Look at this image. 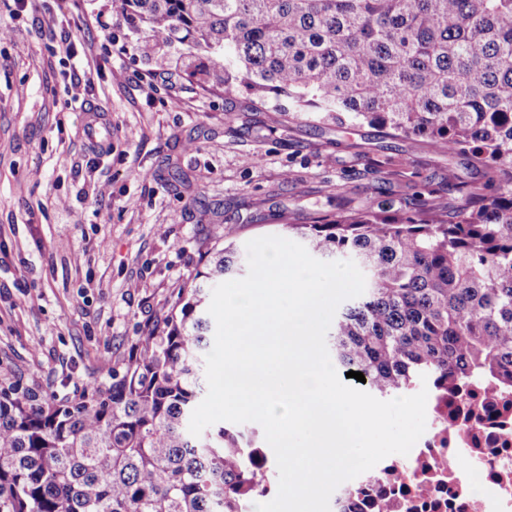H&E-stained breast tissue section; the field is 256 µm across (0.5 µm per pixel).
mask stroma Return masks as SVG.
<instances>
[{
    "mask_svg": "<svg viewBox=\"0 0 512 512\" xmlns=\"http://www.w3.org/2000/svg\"><path fill=\"white\" fill-rule=\"evenodd\" d=\"M108 0H70L94 63L74 103L49 28L58 0L13 19L0 0V385L56 398L111 383L140 326L175 302L225 225L239 245L362 206L462 198L447 158L365 124L342 127L204 91L185 45L145 52ZM109 154L87 164L88 115Z\"/></svg>",
    "mask_w": 512,
    "mask_h": 512,
    "instance_id": "35a3bbf8",
    "label": "stroma"
}]
</instances>
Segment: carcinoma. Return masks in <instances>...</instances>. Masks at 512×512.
<instances>
[{
    "instance_id": "1",
    "label": "carcinoma",
    "mask_w": 512,
    "mask_h": 512,
    "mask_svg": "<svg viewBox=\"0 0 512 512\" xmlns=\"http://www.w3.org/2000/svg\"><path fill=\"white\" fill-rule=\"evenodd\" d=\"M146 46L189 44L188 76L251 110L366 122L452 158L453 214L377 198L290 224L308 252L354 261L365 292L338 312L330 358L378 397L421 376L512 380V0H122ZM224 245L156 321L112 383L74 400L0 389V512H243L275 490L253 432H189L205 391L214 286L244 273Z\"/></svg>"
}]
</instances>
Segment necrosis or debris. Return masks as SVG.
<instances>
[{"label": "necrosis or debris", "mask_w": 512, "mask_h": 512, "mask_svg": "<svg viewBox=\"0 0 512 512\" xmlns=\"http://www.w3.org/2000/svg\"><path fill=\"white\" fill-rule=\"evenodd\" d=\"M426 386V429L410 453L341 484L330 512H512V392Z\"/></svg>", "instance_id": "obj_1"}]
</instances>
